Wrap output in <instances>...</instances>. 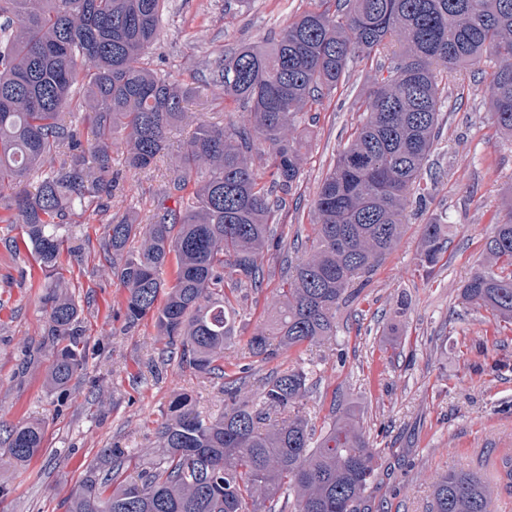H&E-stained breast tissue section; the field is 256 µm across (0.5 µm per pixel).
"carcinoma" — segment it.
<instances>
[{
	"label": "carcinoma",
	"mask_w": 512,
	"mask_h": 512,
	"mask_svg": "<svg viewBox=\"0 0 512 512\" xmlns=\"http://www.w3.org/2000/svg\"><path fill=\"white\" fill-rule=\"evenodd\" d=\"M164 0H0V208L23 226L24 244L45 272V335L53 344L46 383L67 387L83 369L82 309L58 272L71 217L107 211L119 148L135 174L166 161L168 133L189 119L200 87L150 67ZM383 56L355 101L358 124L321 180L313 240L293 264L272 217L297 187L299 115L344 78L354 59ZM497 59L488 91L498 127L512 134V0H343L306 11L263 46L242 47L217 65L224 98L246 109L239 124L200 119L170 162L153 213L132 211L104 225L100 260L126 290L125 325L152 316L170 354L204 374L224 371L236 344L235 293L280 270L272 331L256 330L248 354L267 362L336 335L350 285L402 239L408 209L425 197L422 174L442 136L441 73ZM91 139L82 143L79 126ZM265 150H259V147ZM264 156L269 180L254 169ZM36 183L34 191L19 189ZM509 218L485 243L486 264L460 287L463 304L512 321V195ZM137 250H129L134 238ZM448 225H422L418 261L434 273ZM174 267L173 280L164 277ZM301 366L272 372L261 390L230 381L218 418L178 394L158 429L159 450L136 480H119L128 454L107 448L65 512H276L281 491L294 512H361L380 450L356 415L333 418L317 445L295 414L306 393ZM19 465L41 450L40 422L5 428ZM491 490L476 473L433 483L432 512H489Z\"/></svg>",
	"instance_id": "cac0c4a2"
}]
</instances>
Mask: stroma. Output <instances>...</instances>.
I'll use <instances>...</instances> for the list:
<instances>
[{"label":"stroma","instance_id":"35a3bbf8","mask_svg":"<svg viewBox=\"0 0 512 512\" xmlns=\"http://www.w3.org/2000/svg\"><path fill=\"white\" fill-rule=\"evenodd\" d=\"M318 0H250L225 8L224 0H165L154 68L204 88L190 109L207 118L238 120L239 104L213 86L215 62L244 46L261 45ZM369 62H351L345 79L327 95L314 117L302 118L303 165L298 187L278 215L285 254L313 233L317 186L334 165L357 122L353 101L370 75ZM494 60L481 73L463 68L448 76L442 98L443 138L429 164L436 179L423 207L410 208L398 246L357 279L353 295L336 314V334L301 346L271 362L250 357L237 344L225 376L182 366L167 352L152 318L124 325L126 292L99 261L107 216L134 210L152 213L165 165L124 172L120 152L112 169L120 189L107 215L73 217L71 253L61 271L84 312L88 345L84 367L64 390L48 389L53 349L45 336L40 284L44 275L27 250L11 251L0 210V424L40 422L42 450L27 464L13 463L0 434V512H65L64 503L107 448L134 457L155 451L157 431L172 398L189 394L199 411L224 409V379L242 378L256 391L271 371L302 365L309 391L301 415L323 427L332 409H351L379 448L377 478L366 492L369 512H430L432 478L471 471L493 488L492 512H512V482L501 475L502 456H512V324L482 309L463 307L459 288L485 260L484 244L505 219L504 195L512 190V136L495 123L487 82ZM448 226V249L433 275L419 270L421 227L432 217ZM281 285L266 277L249 291L237 324L244 338L261 326Z\"/></svg>","mask_w":512,"mask_h":512}]
</instances>
